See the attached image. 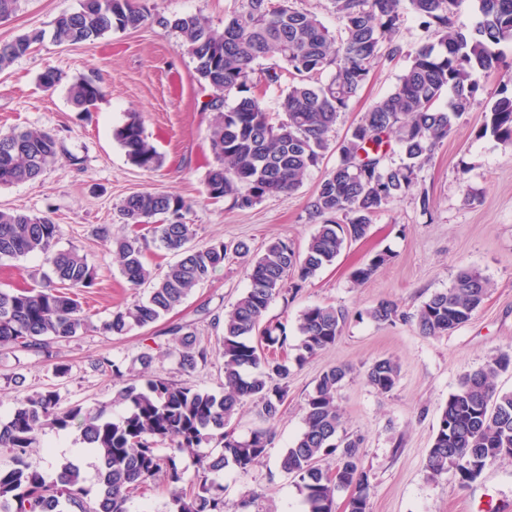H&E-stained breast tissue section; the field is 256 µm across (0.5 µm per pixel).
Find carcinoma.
I'll use <instances>...</instances> for the list:
<instances>
[{"mask_svg":"<svg viewBox=\"0 0 512 512\" xmlns=\"http://www.w3.org/2000/svg\"><path fill=\"white\" fill-rule=\"evenodd\" d=\"M298 0H237L224 17L223 29L205 15L159 16L156 23L179 39L195 63L198 78L218 94L203 102L213 113L209 142L214 162L204 185L207 197L228 199L238 209L298 188L305 172L318 164L340 114L357 96L375 64L405 58L406 66L390 94L362 113L336 147L339 159L322 179L309 208L321 219L300 254L283 240L269 242L247 269L249 286L224 316L219 353L224 359V392L201 390L169 379L138 374L116 393L123 414L110 415L112 404L96 409L80 405L59 408L56 392L47 390L19 401L12 415L0 420V448L10 454L0 466V512H127L131 495L162 476L170 486L169 512H224V469L242 475L267 454L268 429L240 438L226 429L237 408L249 400L271 421L288 396V360L277 355L288 344L286 327L263 322L270 303L290 289L298 290L322 267L331 264L348 241L366 236L373 218L403 197L416 172L454 131L479 91L478 76L503 62L502 46L512 43V0H476L478 20L468 31L452 28V17L464 0H330L344 35L335 38L317 15L296 6ZM408 10L438 41L412 52L392 40L401 14ZM148 14L137 0H80L53 21V39L93 44L115 31H135ZM39 32L0 44V71L31 52ZM272 59L268 67L259 62ZM328 72L324 82L318 79ZM293 77L279 101L285 119L275 122L262 105V89ZM448 105L438 106L443 93ZM71 105L80 112L102 94L99 81L74 78L67 86ZM235 95L229 106L226 97ZM486 126L503 141H512V95L491 106ZM128 161L151 172L163 158L145 134L141 116L133 114L115 131ZM402 163H386L391 145ZM60 145L42 129L0 131V186L38 179L54 163ZM185 201L165 191L126 196L119 212L132 226L152 225V240L179 259L161 274L145 262L147 238L135 233L117 241L116 258L127 282L150 286L147 300L112 312L97 326L86 315L78 294L94 285L87 255L72 247L57 248L60 225L47 215L0 209V259L37 255L46 270L36 288L0 290V346L52 357V344L89 331L125 336L154 325L180 306L193 288L224 265L228 246L216 242L191 245L194 225L185 221ZM388 260L380 253L356 268L357 283L368 280ZM489 280L475 268L460 270L451 288L423 302L416 323L425 336H445L469 322L487 297ZM379 322L398 317L397 305L381 301L370 310ZM346 321L343 310L312 305L299 315L301 336L297 361L331 347ZM170 349L187 373L207 362L209 352L197 346L195 333L175 325ZM512 368V350L499 352L483 368L462 376L448 396L426 459L434 476L453 468L472 481L499 460L512 458V391L501 392L495 380ZM92 369L124 377L123 363L102 355ZM349 374L343 365L323 371L308 395L304 429L286 449L280 468L297 480L304 512H333L336 492L352 490L348 512H367L368 475L358 448L360 438L342 432L336 394ZM399 366L391 358L376 360L365 373L382 394L391 392ZM52 425L73 428L95 455V487L81 467L69 460L51 478L29 461L42 430ZM168 445L161 453L160 445ZM187 455L196 468L195 484L180 487L178 458ZM336 456V467L324 469V457Z\"/></svg>","mask_w":512,"mask_h":512,"instance_id":"1","label":"carcinoma"}]
</instances>
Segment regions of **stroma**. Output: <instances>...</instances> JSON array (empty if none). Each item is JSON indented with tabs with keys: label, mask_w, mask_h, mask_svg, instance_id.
Here are the masks:
<instances>
[{
	"label": "stroma",
	"mask_w": 512,
	"mask_h": 512,
	"mask_svg": "<svg viewBox=\"0 0 512 512\" xmlns=\"http://www.w3.org/2000/svg\"><path fill=\"white\" fill-rule=\"evenodd\" d=\"M152 15L136 31L115 32L96 44H59L52 40V22L79 0H22L19 10L0 21V43L18 35L44 32L43 42L29 55L0 73V130L45 128L64 146L57 162L37 181L0 187V209L47 215L60 224L59 249L86 253L96 279L79 297L94 323L112 312L145 299L147 286H131L112 255V240L131 234L117 207L127 195L162 190L190 204L187 222L193 243L234 245L244 241L253 253L275 239L304 250L318 220L309 209L325 173L338 159L336 146L363 112L392 92L404 61H381L370 72L358 96L340 116L330 144L318 165L304 175L297 190L239 210L229 201L208 200L204 176L213 161L208 128L210 113L202 101L213 90L197 80L191 56L175 35L159 26L157 17L186 13L208 16L222 25L234 0H139ZM53 68L67 77L95 76L103 94L91 111L75 110L65 86L43 87L38 76ZM480 89L469 110L457 121L453 135L434 151L417 173L409 193L374 217L368 234L345 245L331 265L308 279L297 293L276 297L266 320L285 323L290 347H298L300 312L312 305H332L347 313L335 345L291 366L288 397L279 419L270 422L255 403H245L231 421L237 436L271 429L265 459L248 474L224 475V512H241L245 492L256 501L251 512H303V494L280 458L299 436L306 400L319 375L343 363L352 372L336 404L347 433L360 437L359 457L369 479V512H476L491 494L512 504V460L487 467L475 480L461 482L455 472L431 477L426 456L442 407L460 377L484 367L499 351L512 346V143L485 128V114L502 90L512 91V69H496L479 78ZM141 113L151 141L164 157L161 168L146 172L126 158L113 133L129 113ZM388 261L371 278L355 284L351 273L375 255ZM41 259L30 255L0 260V289L31 288L39 281ZM247 261L230 257L223 267L193 290L176 310L151 327L121 337L88 332L53 345L52 358L0 350V419L7 418L18 399L56 391L61 407L98 403L122 406L112 399L124 382L93 371L101 355L132 358L150 352L151 375L196 388L222 392L224 362L217 353L221 323L245 291ZM465 267L479 269L492 288L483 305L464 326L440 337L422 335L414 316L433 293L451 287ZM395 302L399 318L375 321L371 309L379 301ZM189 326L200 345L209 349L205 364L191 373L179 370L169 329ZM390 357L400 366L395 388L383 394L365 379L367 368ZM68 367L55 371L56 364ZM30 461L55 474L62 459H71L87 476L97 460L76 432L47 427Z\"/></svg>",
	"instance_id": "1"
}]
</instances>
